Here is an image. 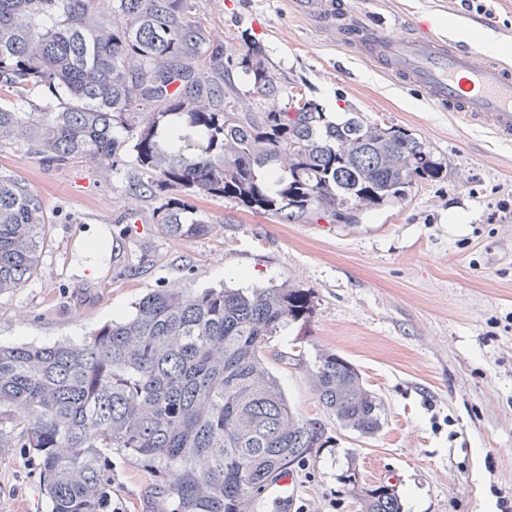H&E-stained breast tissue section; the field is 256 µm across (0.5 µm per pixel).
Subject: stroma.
<instances>
[{
	"label": "stroma",
	"mask_w": 512,
	"mask_h": 512,
	"mask_svg": "<svg viewBox=\"0 0 512 512\" xmlns=\"http://www.w3.org/2000/svg\"><path fill=\"white\" fill-rule=\"evenodd\" d=\"M347 2L337 24L383 21L395 31L404 18L429 16L441 35L461 9L460 0ZM194 3L196 20L227 53L261 46L283 91L407 130L447 163V176L354 225L289 224L181 191L132 200L129 154L105 177L87 161L49 168L24 148H0V171L28 183L50 220L36 272L0 294V344L84 339L159 288L194 294L287 281L311 289L308 322L283 328L266 351L290 405L309 418L323 414L303 369L280 361L294 337L307 336L308 355L326 349L360 369L385 425L371 438L329 426V443L293 472L292 497L262 499L260 512H359L347 492L351 474L392 486L403 512H501L500 492L512 488V143L456 122L418 88L393 84L286 0ZM175 200L211 233H161L160 211ZM455 212L463 223H449ZM89 236L104 249L81 247ZM156 488L141 464L113 455L120 512H159ZM48 510L37 457L0 447V512Z\"/></svg>",
	"instance_id": "35a3bbf8"
}]
</instances>
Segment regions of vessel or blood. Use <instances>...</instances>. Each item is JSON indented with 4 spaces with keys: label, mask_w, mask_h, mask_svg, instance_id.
Here are the masks:
<instances>
[{
    "label": "vessel or blood",
    "mask_w": 512,
    "mask_h": 512,
    "mask_svg": "<svg viewBox=\"0 0 512 512\" xmlns=\"http://www.w3.org/2000/svg\"><path fill=\"white\" fill-rule=\"evenodd\" d=\"M297 13L318 29L338 30L358 57L397 84L423 89L435 108L469 127L491 130L512 142V65L437 35L430 20L407 23L405 32L337 28L335 0H293Z\"/></svg>",
    "instance_id": "vessel-or-blood-1"
}]
</instances>
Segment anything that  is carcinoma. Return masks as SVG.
<instances>
[{
	"label": "carcinoma",
	"instance_id": "carcinoma-1",
	"mask_svg": "<svg viewBox=\"0 0 512 512\" xmlns=\"http://www.w3.org/2000/svg\"><path fill=\"white\" fill-rule=\"evenodd\" d=\"M192 0H0V148L23 145L48 166L75 159L107 174L132 139L133 198L171 190L232 200L281 221L345 218L405 200L447 166L406 130L354 115L327 119L281 89L258 47L224 56L192 14ZM249 79L261 112H235L239 93L218 76L224 63ZM48 89L60 108L37 111ZM205 134L198 154L161 144L171 116ZM49 217L22 180L0 172V293L36 271ZM174 238L211 225L168 207L158 220ZM312 291L288 282L160 288L134 313L81 341L0 345V447L37 456L51 512H110L108 456L131 457L164 488L162 512H255L266 488L330 441L324 420L290 406L265 357L270 339L306 321ZM307 336L287 356L336 426L360 438L385 425L381 399L360 370L329 351L303 358ZM174 473V480L166 477ZM360 512H401L387 485L352 482Z\"/></svg>",
	"mask_w": 512,
	"mask_h": 512
}]
</instances>
